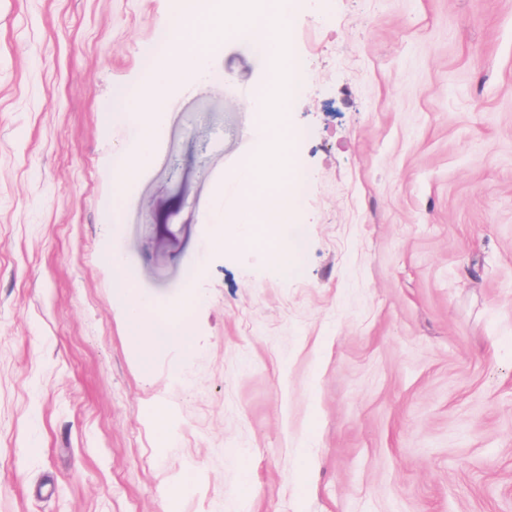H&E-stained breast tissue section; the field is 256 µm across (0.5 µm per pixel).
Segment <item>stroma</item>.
<instances>
[{"label": "stroma", "mask_w": 512, "mask_h": 512, "mask_svg": "<svg viewBox=\"0 0 512 512\" xmlns=\"http://www.w3.org/2000/svg\"><path fill=\"white\" fill-rule=\"evenodd\" d=\"M182 4L0 0V512H512V0H299L289 272L207 224L248 43L113 184L139 129L100 107ZM115 253L197 295L191 350L143 370Z\"/></svg>", "instance_id": "obj_1"}]
</instances>
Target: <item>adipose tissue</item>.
I'll return each mask as SVG.
<instances>
[{"label":"adipose tissue","mask_w":512,"mask_h":512,"mask_svg":"<svg viewBox=\"0 0 512 512\" xmlns=\"http://www.w3.org/2000/svg\"><path fill=\"white\" fill-rule=\"evenodd\" d=\"M112 271L117 290L124 292L128 300L126 318L144 347L160 350L191 346L195 338V325L187 312L195 302L194 297L188 296L162 305L129 288L130 275L121 258H114Z\"/></svg>","instance_id":"obj_1"}]
</instances>
